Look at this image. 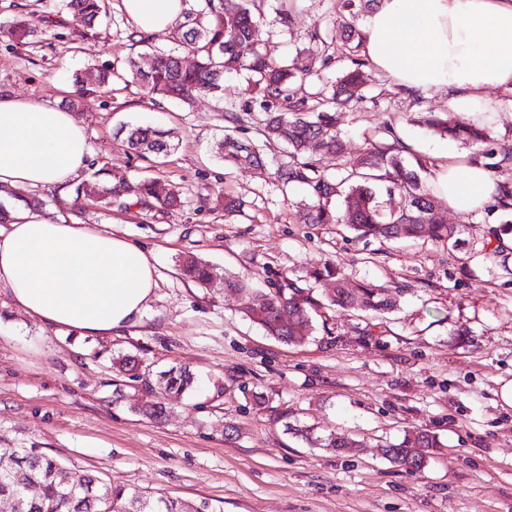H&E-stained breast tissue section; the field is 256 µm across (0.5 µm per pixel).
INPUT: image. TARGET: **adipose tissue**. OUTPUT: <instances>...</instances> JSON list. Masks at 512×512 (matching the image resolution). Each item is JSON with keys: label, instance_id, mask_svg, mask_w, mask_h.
<instances>
[{"label": "adipose tissue", "instance_id": "1", "mask_svg": "<svg viewBox=\"0 0 512 512\" xmlns=\"http://www.w3.org/2000/svg\"><path fill=\"white\" fill-rule=\"evenodd\" d=\"M139 31L174 26L181 0H123ZM373 68L410 94L444 92L455 112L496 122L491 87L512 91V0H381L366 26ZM83 127L67 110L0 95V186H65L84 166ZM433 188L459 212L482 207L493 186L481 167L445 156ZM156 286L146 252L107 230L53 223L18 208L0 225V291L43 323L83 336L134 325Z\"/></svg>", "mask_w": 512, "mask_h": 512}]
</instances>
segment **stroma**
Here are the masks:
<instances>
[{
  "mask_svg": "<svg viewBox=\"0 0 512 512\" xmlns=\"http://www.w3.org/2000/svg\"><path fill=\"white\" fill-rule=\"evenodd\" d=\"M273 58L309 50L331 57L300 79L311 104L350 65L343 50L339 0H264ZM39 21L34 43L0 34V92L71 110L89 145L87 168L106 175L160 178L178 193L174 209L112 204L78 211L72 186L22 193L54 223L106 229L147 253L157 286L138 324L112 336H82L44 324L0 293V448H39L66 465L91 470L132 492L181 498L207 512H512V275L471 255L474 241L503 214L494 200L474 212L444 208L461 227L457 249L428 242L362 241L344 226L304 223L303 194L274 173L283 146L265 149L266 165L227 166L212 152L224 114L252 96L245 76L226 79L223 99L193 105L146 95L129 58L142 54L122 0H106L94 27L62 0H0V22ZM109 71L111 80L75 99L73 73ZM366 99L349 105L339 128L348 153L392 127L428 163L472 147L424 125L425 112L449 121L447 94L409 96L369 70ZM169 130L177 147L161 160L129 150L122 127ZM239 212L224 211V195ZM191 253L221 272L263 288L286 274L308 279L330 261L352 280L397 281L405 292L378 327L352 309L321 310L302 345L266 336L242 313L239 295L183 279L177 262ZM138 356L142 373L189 368L195 392L172 402L167 418L139 414L144 392L113 359ZM299 420L319 434L357 441L339 454L287 433ZM435 433L422 469L392 464L379 447L406 432Z\"/></svg>",
  "mask_w": 512,
  "mask_h": 512,
  "instance_id": "1",
  "label": "stroma"
}]
</instances>
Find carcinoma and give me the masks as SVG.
<instances>
[{
  "label": "carcinoma",
  "mask_w": 512,
  "mask_h": 512,
  "mask_svg": "<svg viewBox=\"0 0 512 512\" xmlns=\"http://www.w3.org/2000/svg\"><path fill=\"white\" fill-rule=\"evenodd\" d=\"M378 0H341V25L348 53L358 52L365 35L354 25L364 11L373 9ZM66 8L93 26L105 11L104 0H66ZM39 26L25 20L0 25V34H8L24 45L37 37ZM175 47L157 51L153 64L146 70L131 58L128 61L132 80L147 94L163 100L189 104L201 95L224 98V78L228 74H245L255 96L245 104L243 112L254 108L264 113L260 134L267 141L288 146V161L276 170L283 188L299 187L305 193V221L308 224H344L359 239L376 238L392 242L430 240L454 249L459 244L460 228L443 221L434 195L424 174L427 162L407 150L393 128L385 127L370 141V147L357 156L346 155L337 127V109L348 102L363 99L368 83L365 62L352 60L332 86L327 103L318 108L308 106L307 99L294 89L297 77H307L316 67L326 68L330 58L316 60L310 55L274 59L263 51L264 22L258 0H196V6L183 12V20L173 28ZM197 59L195 67L183 66L181 52ZM110 79L106 72L87 70L74 75L76 92L82 95L87 86L97 88ZM229 126L217 143V153L226 164H264L262 149L240 136L244 120L237 113L226 116ZM426 125L440 134L465 144L479 147L471 161L481 165L494 186L496 207L512 211V145L490 146L485 127L471 122H448L439 113L429 112ZM173 134L140 125L125 130L127 146L140 155L165 156L172 147ZM334 151L338 163L336 173L327 174L305 156L310 143ZM102 170L91 173L95 186L83 182L74 188L76 200L84 207H106L128 200L149 208H175L181 205L178 194L166 190L158 178L130 179L113 176L112 184L101 182ZM398 197V205L386 211L379 201L378 188ZM512 218L488 228L475 256L509 270L512 261ZM179 269L196 285L209 288L220 280L224 289L236 292L243 300L244 314L259 325L266 335L299 345L312 330V312L319 308H353L385 314L397 306V295L386 288L361 284L358 289L347 286L344 271L331 262L313 270L310 278L318 284L334 282L330 294L314 295V287L303 286L286 275L268 290L251 286L243 279L223 275L217 268L188 253L179 258ZM193 373L187 368L161 371L155 382H146L153 399L138 407L150 419L167 412L168 396L192 391ZM289 433L309 445L344 452L355 447L345 436L330 433L317 436L298 422L286 425ZM443 447L432 432L418 429L404 435L395 444L382 447L387 460L407 469L424 465L430 450ZM60 462L39 448L0 449V495H14L22 500V512H191L188 505L172 497H154L132 493L105 482L89 470L72 466L74 476L68 483L55 477Z\"/></svg>",
  "instance_id": "carcinoma-1"
}]
</instances>
